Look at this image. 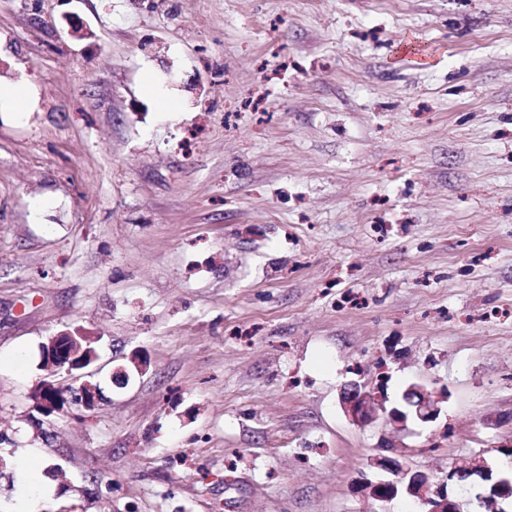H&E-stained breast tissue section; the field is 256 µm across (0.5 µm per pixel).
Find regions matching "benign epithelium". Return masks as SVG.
Returning a JSON list of instances; mask_svg holds the SVG:
<instances>
[{
  "instance_id": "obj_1",
  "label": "benign epithelium",
  "mask_w": 512,
  "mask_h": 512,
  "mask_svg": "<svg viewBox=\"0 0 512 512\" xmlns=\"http://www.w3.org/2000/svg\"><path fill=\"white\" fill-rule=\"evenodd\" d=\"M92 343L93 339L80 329L59 332L42 346L45 365L53 372L64 370L70 374L83 370L96 359L95 349L90 347ZM99 401L98 386L88 380L83 381L75 390L45 381L39 391V407L45 416L61 411L67 404H77L91 410ZM341 403L345 413L356 422H366L375 413L374 397L356 382L344 387ZM404 403V408L395 407L390 412L391 419L396 423H403L410 417L426 423L439 415L438 407L414 386L405 391ZM370 467L395 476L393 480L372 482L362 479L358 482L359 492L383 505L392 502L402 493L428 506L427 512H463V502L459 497L449 496L448 491L442 487H433L430 475L425 472L408 468L396 458L385 455L371 458ZM473 476L489 483V491L482 499L486 512H503L499 505L512 500V479L494 473L491 464L481 454L461 464H454L448 470L450 482Z\"/></svg>"
}]
</instances>
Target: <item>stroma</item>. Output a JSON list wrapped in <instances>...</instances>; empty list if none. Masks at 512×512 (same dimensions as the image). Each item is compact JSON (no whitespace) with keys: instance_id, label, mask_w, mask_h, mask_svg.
Instances as JSON below:
<instances>
[{"instance_id":"stroma-1","label":"stroma","mask_w":512,"mask_h":512,"mask_svg":"<svg viewBox=\"0 0 512 512\" xmlns=\"http://www.w3.org/2000/svg\"><path fill=\"white\" fill-rule=\"evenodd\" d=\"M0 87V512L25 457L37 512H378L375 455L512 448V0H0ZM92 343L91 336L80 329L59 332L42 346L45 365L53 372L65 370L70 375L73 371L83 370L96 359L95 349L89 347ZM97 384L84 380L76 389H65L52 381H43L39 391V407L44 416L61 411L66 404L81 405L86 409H94L100 401ZM341 403L345 413L356 422H366L375 413L374 397L357 382H351L344 387ZM403 399L404 410L395 407L390 412L391 419L396 423H403L408 417L426 423L434 421L439 415L438 407L428 400L417 387L408 388Z\"/></svg>"}]
</instances>
